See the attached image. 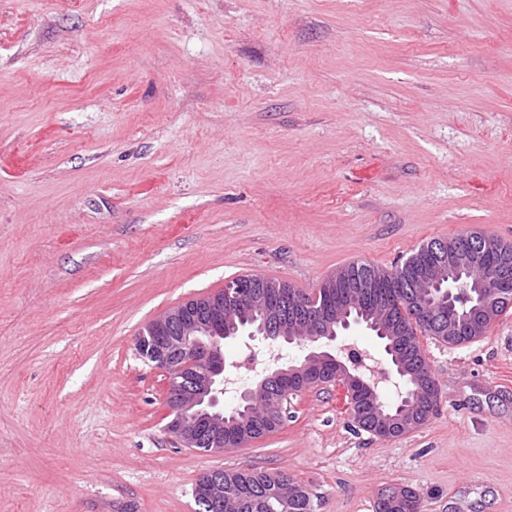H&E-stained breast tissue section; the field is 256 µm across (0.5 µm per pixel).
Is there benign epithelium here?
Instances as JSON below:
<instances>
[{"label": "benign epithelium", "mask_w": 512, "mask_h": 512, "mask_svg": "<svg viewBox=\"0 0 512 512\" xmlns=\"http://www.w3.org/2000/svg\"><path fill=\"white\" fill-rule=\"evenodd\" d=\"M432 256L417 265V280L426 289L413 302L420 310L434 305L448 312L441 335L453 343L480 334L485 322L512 300V259L494 237L484 235L466 245L439 238ZM497 261L495 282L475 277L477 269ZM382 272L367 276L354 290L336 299L332 288L344 279L333 273L303 303L288 284L261 279L257 287L251 277L224 281L215 296L189 300L155 319L144 334L145 358L165 370L168 377L166 401L171 419L166 430L185 448H197L206 435L203 453H220L235 448L263 427L250 418L257 396L276 387L285 395L297 393L323 379L339 387L356 388L359 410L368 420L371 434L380 439L399 435L415 423L423 407L409 385L428 390L435 386L431 371L413 353L414 340L387 304L372 292ZM361 324L388 339L384 343L388 366L376 361L371 368L363 362L342 360L345 347L336 345L339 330ZM266 347L323 342L324 348L309 352L302 361L265 368L255 386L239 392L235 405L224 407V342L241 336ZM383 381L397 389L392 403L379 399ZM196 497L218 505L224 500V473L208 472L197 485Z\"/></svg>", "instance_id": "obj_1"}]
</instances>
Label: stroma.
I'll list each match as a JSON object with an SVG mask.
<instances>
[{
  "instance_id": "stroma-1",
  "label": "stroma",
  "mask_w": 512,
  "mask_h": 512,
  "mask_svg": "<svg viewBox=\"0 0 512 512\" xmlns=\"http://www.w3.org/2000/svg\"><path fill=\"white\" fill-rule=\"evenodd\" d=\"M471 230L512 243V0H0V512H195L215 469L512 512V311L421 337L438 407L385 440L327 386L182 447L136 349L226 279L307 292Z\"/></svg>"
}]
</instances>
